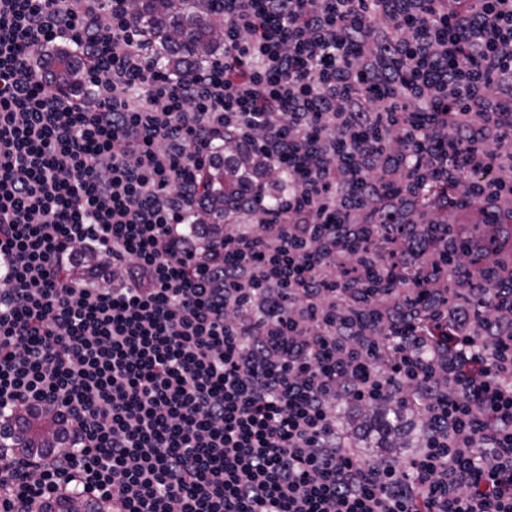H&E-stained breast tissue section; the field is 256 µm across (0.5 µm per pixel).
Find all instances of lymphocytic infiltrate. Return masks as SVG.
Returning a JSON list of instances; mask_svg holds the SVG:
<instances>
[{"label":"lymphocytic infiltrate","mask_w":512,"mask_h":512,"mask_svg":"<svg viewBox=\"0 0 512 512\" xmlns=\"http://www.w3.org/2000/svg\"><path fill=\"white\" fill-rule=\"evenodd\" d=\"M218 3L223 57L173 71L131 0H0V424L75 439L0 464V512H512V0ZM228 144L267 174L203 224ZM397 399L423 448L357 445ZM50 57L53 65L48 72V78L54 86L72 91H82L85 88V80H82L79 65L67 48L54 49ZM6 438L18 457L50 456L72 446L69 428L56 411L32 407L7 423Z\"/></svg>","instance_id":"obj_1"}]
</instances>
